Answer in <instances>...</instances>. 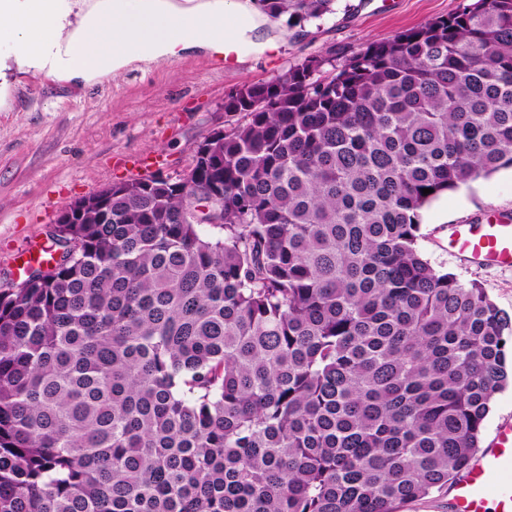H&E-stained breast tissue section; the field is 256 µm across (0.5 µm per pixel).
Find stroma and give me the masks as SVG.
<instances>
[{
	"instance_id": "obj_1",
	"label": "stroma",
	"mask_w": 512,
	"mask_h": 512,
	"mask_svg": "<svg viewBox=\"0 0 512 512\" xmlns=\"http://www.w3.org/2000/svg\"><path fill=\"white\" fill-rule=\"evenodd\" d=\"M468 0H337L336 11L287 28L261 14L240 42L238 64L193 49L93 85L13 70L0 107V288L21 282L33 245L74 200L105 186L189 167L193 148L233 122L224 99L313 57H341L455 12ZM512 219V167L446 192L421 213L418 247L431 264L477 282L512 319V269L474 267L438 244L440 226Z\"/></svg>"
}]
</instances>
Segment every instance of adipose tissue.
<instances>
[{
    "label": "adipose tissue",
    "mask_w": 512,
    "mask_h": 512,
    "mask_svg": "<svg viewBox=\"0 0 512 512\" xmlns=\"http://www.w3.org/2000/svg\"><path fill=\"white\" fill-rule=\"evenodd\" d=\"M0 106L13 68L93 84L195 48H234L224 0H0Z\"/></svg>",
    "instance_id": "ef3b65f1"
}]
</instances>
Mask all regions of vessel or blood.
Segmentation results:
<instances>
[{
	"label": "vessel or blood",
	"mask_w": 512,
	"mask_h": 512,
	"mask_svg": "<svg viewBox=\"0 0 512 512\" xmlns=\"http://www.w3.org/2000/svg\"><path fill=\"white\" fill-rule=\"evenodd\" d=\"M448 245L456 257L475 266L512 268V222L452 224ZM501 480L490 484L488 473ZM496 501L500 512H512V420L496 427L489 450L455 485L453 512H486L488 501Z\"/></svg>",
	"instance_id": "b4317fda"
}]
</instances>
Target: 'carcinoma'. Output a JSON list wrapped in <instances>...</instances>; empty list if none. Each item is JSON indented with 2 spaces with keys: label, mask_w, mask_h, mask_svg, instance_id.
Listing matches in <instances>:
<instances>
[{
  "label": "carcinoma",
  "mask_w": 512,
  "mask_h": 512,
  "mask_svg": "<svg viewBox=\"0 0 512 512\" xmlns=\"http://www.w3.org/2000/svg\"><path fill=\"white\" fill-rule=\"evenodd\" d=\"M224 111L192 159L214 233L187 220L201 185L134 178L0 288V512H397L476 459L512 322L418 240L431 201L512 167V0ZM223 198V193L218 186H212L209 199L196 203L193 207V217L197 222L208 224H222L224 221L215 220L212 215L223 212L224 207L219 202Z\"/></svg>",
  "instance_id": "cac0c4a2"
}]
</instances>
